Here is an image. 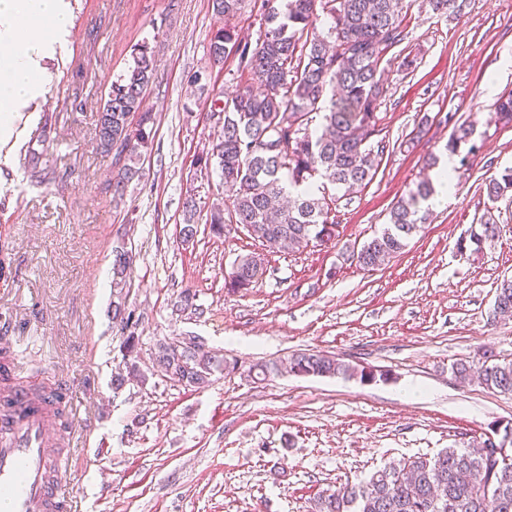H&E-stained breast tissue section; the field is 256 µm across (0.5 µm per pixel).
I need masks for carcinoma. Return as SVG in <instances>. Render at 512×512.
<instances>
[{"label":"carcinoma","mask_w":512,"mask_h":512,"mask_svg":"<svg viewBox=\"0 0 512 512\" xmlns=\"http://www.w3.org/2000/svg\"><path fill=\"white\" fill-rule=\"evenodd\" d=\"M245 0H211L213 13L223 19L235 16ZM467 0H425V8L438 16L456 18ZM405 0H261L260 31L255 41L244 39L224 23L212 32L209 56L223 64L237 59L238 78L250 83L224 100H210L211 113L222 115V128L207 153L197 163L214 168L232 199V210L211 206L210 232L224 234L227 224H247V234L263 244L273 242L297 248L313 240L336 235L333 207L340 197L330 190L350 192L374 179L389 143L373 137L380 133L376 110L384 93L385 53L406 38L403 24ZM329 26L318 29L319 14ZM133 63L119 75L99 108L97 148L113 155L118 172L108 183L113 196H122L128 182L142 176L141 150L149 140L154 115L143 110L144 94L155 73L148 43L133 50ZM259 90H254V85ZM322 115L312 128V114ZM490 121L512 123V91L500 97ZM473 126L454 124L446 149L461 147L476 152ZM438 156L429 154L413 185L389 211L387 227L350 256L365 271H375L402 253L421 225L430 221L424 203L434 194L430 172ZM492 203L512 197V169L485 184ZM198 202L187 191L183 203L182 232L187 239L197 233ZM501 232L487 217L457 252L478 254ZM133 255L122 247L112 250V320L127 331L124 339L127 374L112 379L121 389L127 378L140 374L137 322L126 303V286ZM235 277L226 284L231 291L251 288L263 274L262 262L246 254L236 259ZM180 312H200L196 294L185 290L175 302ZM512 315V277L496 281L493 314ZM157 368H166L170 379L186 388L202 389L216 372H232L237 362L221 351L208 350L194 336H174L156 344ZM297 376L343 375L372 382L388 373L344 362L323 352L298 351L287 358L257 363L248 372L267 378L281 369ZM460 381L477 379L485 388L512 394V359L493 362H460L453 368ZM487 437L468 448H446L432 457L416 456L389 463L359 483L346 482L315 500V512H512V457L495 464L485 452Z\"/></svg>","instance_id":"carcinoma-1"}]
</instances>
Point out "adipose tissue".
Masks as SVG:
<instances>
[{"label": "adipose tissue", "instance_id": "1", "mask_svg": "<svg viewBox=\"0 0 512 512\" xmlns=\"http://www.w3.org/2000/svg\"><path fill=\"white\" fill-rule=\"evenodd\" d=\"M67 30L62 0H0V141L12 137L18 107L46 93L37 61Z\"/></svg>", "mask_w": 512, "mask_h": 512}]
</instances>
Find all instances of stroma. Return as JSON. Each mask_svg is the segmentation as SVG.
<instances>
[{"label": "stroma", "mask_w": 512, "mask_h": 512, "mask_svg": "<svg viewBox=\"0 0 512 512\" xmlns=\"http://www.w3.org/2000/svg\"><path fill=\"white\" fill-rule=\"evenodd\" d=\"M64 3L71 34L39 63L50 90L20 108L13 137L0 143V323L25 376L73 384L99 450L68 471L80 512H312L322 491L404 458L466 447L512 422V396L459 382L451 370L486 350L512 359V317H491L497 279L512 276V231L470 258L456 250L484 214L512 224V203L490 202L483 190L512 167V124L489 121L512 91V0H470L458 20L413 0L407 39L381 63L378 125L393 152L366 188L340 201L334 240L268 255L259 282L235 293L225 286L235 259L260 246L243 231L213 235L206 222L211 204L228 201L217 174L196 164L216 131L206 101L240 86L235 59L220 67L209 59L217 25L209 0ZM144 41L157 66L145 97L152 142L142 178L116 200L104 190L117 169L97 148V111ZM198 71L213 75L205 87L191 83ZM446 113L473 124L477 159L402 254L360 269L353 246L385 227L429 154L445 156L453 126L436 117ZM424 117L425 132L412 139ZM34 155L43 168L36 182L27 173ZM190 189L200 211L188 240ZM120 245L134 254L127 302L141 318L142 376L116 392L125 350L110 281ZM185 289L202 313L175 311ZM185 334L223 351L238 371L198 390L154 375L156 340ZM303 349L390 378L247 373Z\"/></svg>", "instance_id": "35a3bbf8"}]
</instances>
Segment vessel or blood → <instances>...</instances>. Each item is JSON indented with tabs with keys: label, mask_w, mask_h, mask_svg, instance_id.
<instances>
[{
	"label": "vessel or blood",
	"mask_w": 512,
	"mask_h": 512,
	"mask_svg": "<svg viewBox=\"0 0 512 512\" xmlns=\"http://www.w3.org/2000/svg\"><path fill=\"white\" fill-rule=\"evenodd\" d=\"M15 371L11 360L0 374V512H75L62 448L83 439L86 429L59 423L70 387L39 393L13 383Z\"/></svg>",
	"instance_id": "vessel-or-blood-1"
}]
</instances>
